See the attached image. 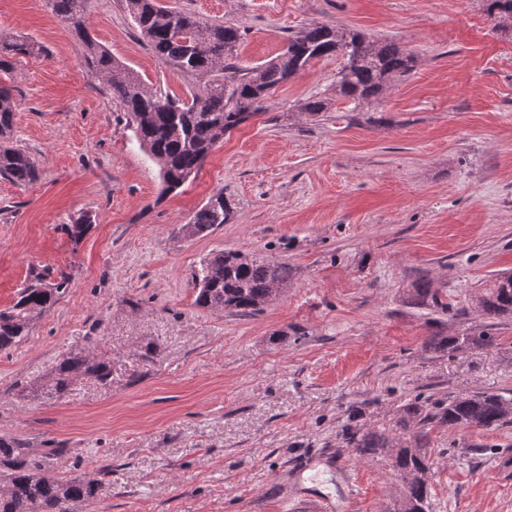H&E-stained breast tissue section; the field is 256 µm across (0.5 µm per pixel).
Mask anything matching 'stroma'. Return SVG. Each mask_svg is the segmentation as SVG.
Instances as JSON below:
<instances>
[{
	"instance_id": "1",
	"label": "stroma",
	"mask_w": 512,
	"mask_h": 512,
	"mask_svg": "<svg viewBox=\"0 0 512 512\" xmlns=\"http://www.w3.org/2000/svg\"><path fill=\"white\" fill-rule=\"evenodd\" d=\"M239 27L237 62L279 54L312 23L397 42L414 71L360 107L336 93L341 60H314L226 134L182 188L162 191L119 101L46 0H0V32L45 46L15 87L14 141L39 178L0 177V309L32 270L71 282L0 351V437L29 443L64 478L107 470L86 512H394L388 466L343 445L349 424L391 427L411 402L512 395V319L478 299L512 273V15L487 0H158ZM87 28L150 91L186 98L201 78L162 63L126 0H93ZM328 109L310 117V97ZM232 212L204 237L181 227L216 192ZM93 223L71 238L69 220ZM287 263L256 315L196 305L211 254ZM428 275L447 310L419 303ZM489 343L430 349L433 336ZM91 347L112 382L41 385L59 356ZM62 455H52L55 447ZM428 512H512V424L426 429Z\"/></svg>"
}]
</instances>
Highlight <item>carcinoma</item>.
Segmentation results:
<instances>
[{
    "label": "carcinoma",
    "instance_id": "1",
    "mask_svg": "<svg viewBox=\"0 0 512 512\" xmlns=\"http://www.w3.org/2000/svg\"><path fill=\"white\" fill-rule=\"evenodd\" d=\"M50 10L84 38L86 68L92 70L128 112L129 125L148 156L158 164L163 193H172L195 176L224 134L257 116L272 90L305 71L318 58L343 60L337 81L340 95L361 103L377 97L392 79L409 75L416 56L393 41L377 42L353 29L313 23L296 37L288 38L284 51L274 59L241 69L231 62L242 34L239 28L208 24L196 16L168 11L157 0H127L130 14L155 55L174 68L206 79L188 101L162 97L148 91L129 68L119 63L90 36L87 20L91 0H46ZM44 47L34 41L0 33V72L14 69L8 55L39 56ZM14 89L0 83V176L17 186L33 183L37 168L29 153L13 144ZM231 207L220 191L182 226L187 237H203L229 220ZM92 224L82 214L66 225L79 240ZM292 268L284 262L243 257L240 252H220L204 261L195 273V304L237 315H254L271 301L274 288H285ZM70 283L61 275L45 282L43 273L32 274L29 285L7 310L0 311V351L29 335L34 318L50 309ZM415 296L426 306L448 310L420 278ZM489 318L512 317V274L501 275L484 289L479 300ZM484 336H433L429 347L457 349L483 343ZM93 377L106 385L112 381L110 363L97 360L90 348L65 353L56 365L48 388L66 392L79 377ZM438 423L450 430H492L512 424V397L500 393L458 394L448 403H433L425 410L413 402L389 430L351 425L343 432L346 447L361 458L386 461L401 481L395 512H426L428 482L420 473L431 470L423 452L418 426ZM100 480L91 476L69 479L43 469L31 456L29 444L0 437V512H83L94 501Z\"/></svg>",
    "mask_w": 512,
    "mask_h": 512
}]
</instances>
